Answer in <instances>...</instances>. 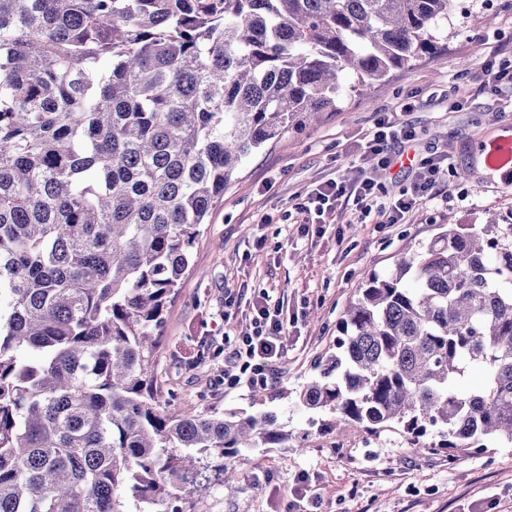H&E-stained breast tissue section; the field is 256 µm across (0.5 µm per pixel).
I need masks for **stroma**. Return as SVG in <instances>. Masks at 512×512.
I'll return each instance as SVG.
<instances>
[{
	"label": "stroma",
	"instance_id": "35a3bbf8",
	"mask_svg": "<svg viewBox=\"0 0 512 512\" xmlns=\"http://www.w3.org/2000/svg\"><path fill=\"white\" fill-rule=\"evenodd\" d=\"M512 60V0H455L447 49L394 73L384 85L344 92L317 124L286 133L251 154L224 190L191 250V270L169 305L154 355L158 399L185 412L271 411L304 447L251 450L233 487L194 493L196 512H512V445L480 452L419 455L393 428L371 434L323 432L324 413L298 395L335 353L339 320L365 271L385 274L451 224L512 222V179L485 165L484 145L512 134V96L472 87L489 59ZM415 98L416 107L398 111ZM415 127L412 153L440 152L453 171L440 196L387 224L371 214L353 222V205L323 229L290 219L314 183L348 173L379 113ZM235 304L225 307V295ZM285 299L296 320L274 387L255 394L224 388V337L238 334L260 295Z\"/></svg>",
	"mask_w": 512,
	"mask_h": 512
}]
</instances>
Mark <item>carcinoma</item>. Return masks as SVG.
Listing matches in <instances>:
<instances>
[{
    "label": "carcinoma",
    "instance_id": "carcinoma-1",
    "mask_svg": "<svg viewBox=\"0 0 512 512\" xmlns=\"http://www.w3.org/2000/svg\"><path fill=\"white\" fill-rule=\"evenodd\" d=\"M452 4L0 0V512H185L199 476L288 447L271 412L160 405L163 313L244 160L336 111L341 76L439 56ZM339 327L299 393L326 428L512 444V224L365 273Z\"/></svg>",
    "mask_w": 512,
    "mask_h": 512
}]
</instances>
